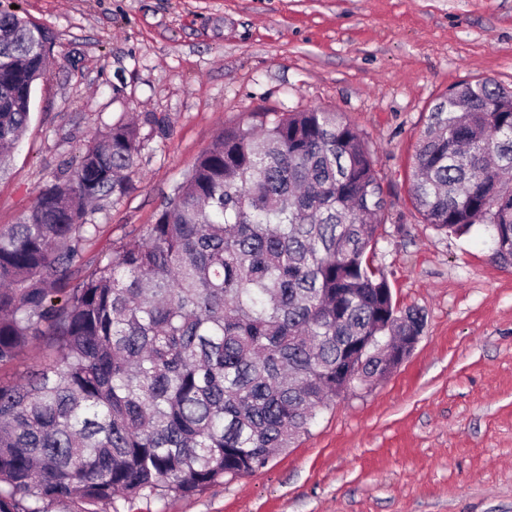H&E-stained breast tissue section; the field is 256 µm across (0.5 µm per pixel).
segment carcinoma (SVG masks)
<instances>
[{"label":"carcinoma","instance_id":"carcinoma-1","mask_svg":"<svg viewBox=\"0 0 512 512\" xmlns=\"http://www.w3.org/2000/svg\"><path fill=\"white\" fill-rule=\"evenodd\" d=\"M54 39L0 9V167L22 138ZM139 127L93 139L0 229V512L191 496L265 467L317 412L391 373L419 336L370 253L387 201L365 138L338 112H252L224 129L146 234L90 265L85 206L124 192ZM411 199L456 236L482 224L512 267V87L464 80L415 148Z\"/></svg>","mask_w":512,"mask_h":512}]
</instances>
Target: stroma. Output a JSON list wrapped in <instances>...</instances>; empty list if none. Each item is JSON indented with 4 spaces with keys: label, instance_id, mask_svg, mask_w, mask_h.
<instances>
[{
    "label": "stroma",
    "instance_id": "35a3bbf8",
    "mask_svg": "<svg viewBox=\"0 0 512 512\" xmlns=\"http://www.w3.org/2000/svg\"><path fill=\"white\" fill-rule=\"evenodd\" d=\"M47 27L55 63L0 172V228L92 138L133 118L131 186L87 217L86 260L144 233L224 128L252 112L341 113L388 202L374 263L425 318L387 378L321 411L254 473L98 512H512V269L485 230L446 236L414 208L416 143L464 80L512 86V0H0Z\"/></svg>",
    "mask_w": 512,
    "mask_h": 512
}]
</instances>
